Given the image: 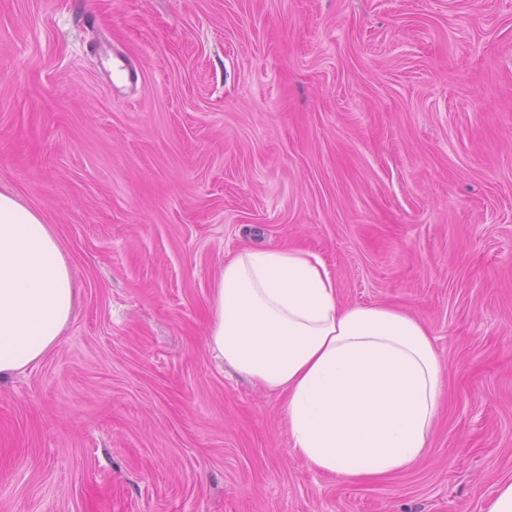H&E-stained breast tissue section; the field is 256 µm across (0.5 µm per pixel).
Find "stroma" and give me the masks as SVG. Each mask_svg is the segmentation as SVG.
Returning <instances> with one entry per match:
<instances>
[{
  "label": "stroma",
  "instance_id": "stroma-1",
  "mask_svg": "<svg viewBox=\"0 0 512 512\" xmlns=\"http://www.w3.org/2000/svg\"><path fill=\"white\" fill-rule=\"evenodd\" d=\"M0 188L79 288L0 380V512H486L512 480V0H0ZM246 246L427 325L448 393L416 466L311 469L213 358Z\"/></svg>",
  "mask_w": 512,
  "mask_h": 512
}]
</instances>
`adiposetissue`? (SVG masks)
<instances>
[{"mask_svg": "<svg viewBox=\"0 0 512 512\" xmlns=\"http://www.w3.org/2000/svg\"><path fill=\"white\" fill-rule=\"evenodd\" d=\"M77 302L73 271L41 214L0 191V379L58 342ZM215 358L284 398L293 453L359 482L410 468L429 446L446 366L421 319L344 305L326 264L298 247H249L211 289Z\"/></svg>", "mask_w": 512, "mask_h": 512, "instance_id": "obj_1", "label": "adipose tissue"}]
</instances>
